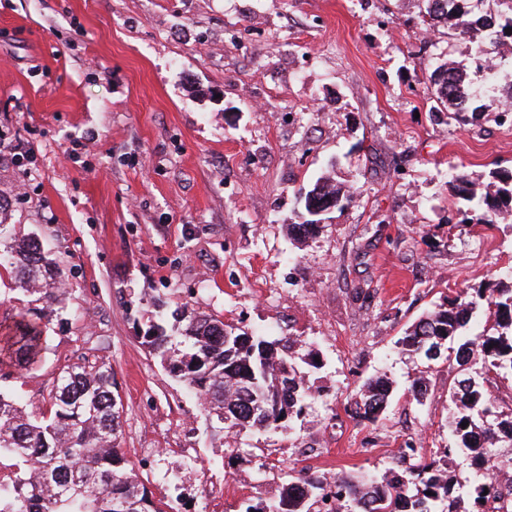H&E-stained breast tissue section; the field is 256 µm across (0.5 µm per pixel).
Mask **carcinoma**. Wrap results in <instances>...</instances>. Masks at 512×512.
Masks as SVG:
<instances>
[{"label": "carcinoma", "instance_id": "1", "mask_svg": "<svg viewBox=\"0 0 512 512\" xmlns=\"http://www.w3.org/2000/svg\"><path fill=\"white\" fill-rule=\"evenodd\" d=\"M428 2L432 26L444 22L464 40L484 32V41L475 48L477 56L504 37L512 38V33L506 34L512 28V11L488 23L486 15L461 7L462 0ZM430 83L437 105L450 118L465 122L466 113L477 112L476 89L463 67L440 65ZM456 180L465 200L481 211L478 223L495 224L500 215L512 212L511 182L478 196L468 179ZM314 193L338 204L352 199L330 180L317 181L304 197ZM0 259L3 269L13 274L17 290L45 301L39 314L24 311L12 324L0 325V365L22 370L44 349L45 328L57 314L62 269L48 258L38 236L16 238L8 224H0ZM478 311L484 312L485 324L467 336L466 327ZM141 339L173 375L196 391L208 413L229 433L284 429L301 416L310 398L295 362L298 339L293 336L269 340L239 328L226 335L224 321L212 315L191 318L177 333L158 311ZM399 344L428 361L443 357L455 370L449 395L456 412L448 421L455 445L443 449V457H464L472 473L466 497L455 494L441 461L420 458L408 463L402 458L399 472L379 480L339 477L330 482L302 469L282 486L278 498L245 512H324L332 483L341 500L336 512H495V502L504 495L494 477L495 448L512 446V414L496 410L484 389V375H512V288H499L494 295L475 289L450 298L424 313ZM114 385L112 367L105 363L70 365L54 377L49 413L39 417L0 391V459H7L10 469L0 480V512H174L171 504L155 502L128 474V461L119 448L121 415ZM389 397L388 381H368L358 392L359 414L377 420Z\"/></svg>", "mask_w": 512, "mask_h": 512}]
</instances>
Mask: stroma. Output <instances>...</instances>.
<instances>
[{
  "instance_id": "35a3bbf8",
  "label": "stroma",
  "mask_w": 512,
  "mask_h": 512,
  "mask_svg": "<svg viewBox=\"0 0 512 512\" xmlns=\"http://www.w3.org/2000/svg\"><path fill=\"white\" fill-rule=\"evenodd\" d=\"M426 0H0V222L63 267L39 361L0 391L40 414L64 366L110 365L132 477L178 512H245L289 473L389 475L404 448L450 447L447 363L398 341L470 288L512 286V222L466 223L453 186L512 178L501 90L465 122L428 78L470 43ZM351 202L294 238L301 188ZM317 359L289 429L232 438L140 341L158 302ZM392 384L376 422L364 380ZM427 392L414 398L411 380ZM317 193V196L320 199H333L336 201V207L340 205L343 200L351 201L353 198L352 194L349 191L345 192L343 186L333 181H322L319 179L311 188L305 190L304 193V201L306 203L307 197L309 195Z\"/></svg>"
}]
</instances>
